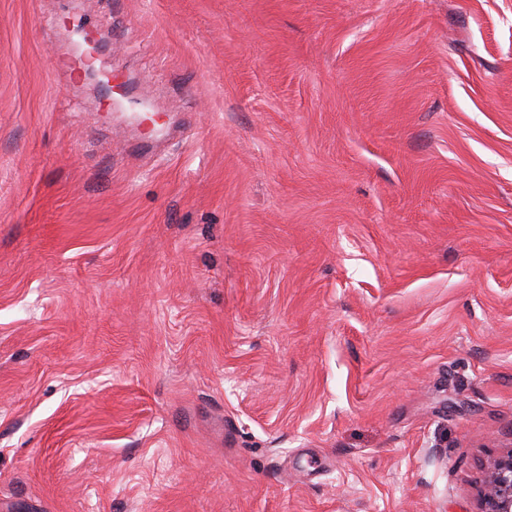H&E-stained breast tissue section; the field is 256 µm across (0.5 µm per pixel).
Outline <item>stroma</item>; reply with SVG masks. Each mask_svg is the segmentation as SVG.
<instances>
[{
	"mask_svg": "<svg viewBox=\"0 0 512 512\" xmlns=\"http://www.w3.org/2000/svg\"><path fill=\"white\" fill-rule=\"evenodd\" d=\"M511 442L512 0H0V512H476Z\"/></svg>",
	"mask_w": 512,
	"mask_h": 512,
	"instance_id": "obj_1",
	"label": "stroma"
}]
</instances>
